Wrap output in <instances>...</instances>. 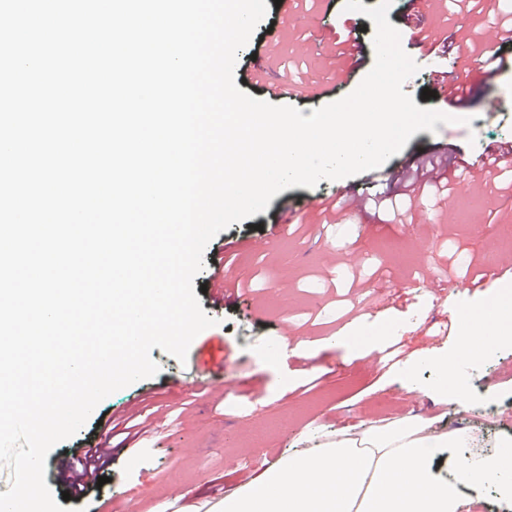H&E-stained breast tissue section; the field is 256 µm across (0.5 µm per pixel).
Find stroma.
<instances>
[{
  "instance_id": "1",
  "label": "stroma",
  "mask_w": 512,
  "mask_h": 512,
  "mask_svg": "<svg viewBox=\"0 0 512 512\" xmlns=\"http://www.w3.org/2000/svg\"><path fill=\"white\" fill-rule=\"evenodd\" d=\"M344 3L294 0L288 20L269 8L238 54V65L250 76L246 93L261 98V80L285 76L308 90L291 101L303 115L327 105L321 90L336 83L342 63L322 53L332 46L333 28L342 25L356 28L363 53L349 82L357 87L375 62L374 23L345 10ZM500 6L501 0H486L482 13L467 14L454 12L451 0H438L426 17L438 38L452 42L447 53H433L431 69L454 65L474 80L475 92L462 111L470 125L440 123L435 131H419L381 166V186L402 200L404 216L347 207L308 216L296 230L274 235V198L266 211L249 217V247L237 252L231 267L243 295L206 310L216 321L207 335L223 339L234 353L224 384L196 389L194 356L181 362L153 348L158 373L103 399L49 456L61 458L86 440L103 441V421L126 417L146 388L158 390L157 404L169 406L174 421L142 434L131 448L114 450L108 483L83 500L66 501L70 512L113 507L124 490L135 494L136 512H207L257 477V462L315 447L327 435L361 424L423 418L435 431L466 429L488 446L512 433V346L465 365V388L475 399L467 407L426 396L435 381L430 365L404 367L415 352L452 346L461 311L481 312L489 299L512 290V270L484 290L444 284L454 265L512 267V252L500 247L512 226V189L461 184L445 198L409 200L402 167L410 156L443 147L448 161L438 173L448 178L479 161L487 148L512 143V70L489 75L483 67L495 52L512 60V38H504L496 21ZM271 29L280 34L273 47L266 42ZM431 69H419L404 90L418 107L441 111L440 98L422 96ZM490 96L501 102L497 111L485 107ZM394 343L402 347L400 362L376 367L374 354ZM488 399L495 400V412L484 418L478 410Z\"/></svg>"
}]
</instances>
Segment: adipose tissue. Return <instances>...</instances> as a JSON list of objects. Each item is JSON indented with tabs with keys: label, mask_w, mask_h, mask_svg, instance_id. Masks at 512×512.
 Wrapping results in <instances>:
<instances>
[{
	"label": "adipose tissue",
	"mask_w": 512,
	"mask_h": 512,
	"mask_svg": "<svg viewBox=\"0 0 512 512\" xmlns=\"http://www.w3.org/2000/svg\"><path fill=\"white\" fill-rule=\"evenodd\" d=\"M459 346L433 357V394L460 383L463 360L481 359L512 342V305L500 303L461 325ZM465 430L434 433L424 419L347 430L318 447L270 464L218 512H464L465 489L497 485L512 498V436L495 452L454 461L447 476L433 468L444 448H469Z\"/></svg>",
	"instance_id": "obj_1"
}]
</instances>
